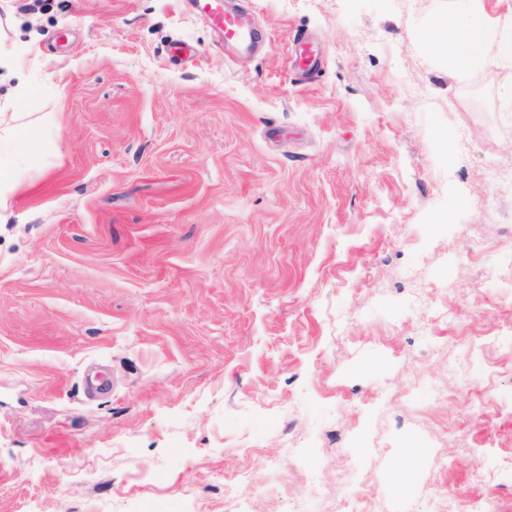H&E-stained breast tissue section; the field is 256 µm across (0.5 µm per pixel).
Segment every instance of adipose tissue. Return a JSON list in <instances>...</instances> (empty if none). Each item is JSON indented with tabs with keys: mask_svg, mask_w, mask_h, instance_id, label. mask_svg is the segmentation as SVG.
Returning a JSON list of instances; mask_svg holds the SVG:
<instances>
[{
	"mask_svg": "<svg viewBox=\"0 0 512 512\" xmlns=\"http://www.w3.org/2000/svg\"><path fill=\"white\" fill-rule=\"evenodd\" d=\"M428 43L446 52L449 68L458 74L477 69L486 60L489 48H496L499 55L512 57V35L504 34L497 26L487 24L482 18L480 5H473L470 19L449 13L440 32L431 35Z\"/></svg>",
	"mask_w": 512,
	"mask_h": 512,
	"instance_id": "ef3b65f1",
	"label": "adipose tissue"
}]
</instances>
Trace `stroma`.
<instances>
[{
	"instance_id": "1",
	"label": "stroma",
	"mask_w": 512,
	"mask_h": 512,
	"mask_svg": "<svg viewBox=\"0 0 512 512\" xmlns=\"http://www.w3.org/2000/svg\"><path fill=\"white\" fill-rule=\"evenodd\" d=\"M244 2L229 56L185 0H0V113L54 124L0 210V512H512V60L430 48L470 0Z\"/></svg>"
}]
</instances>
